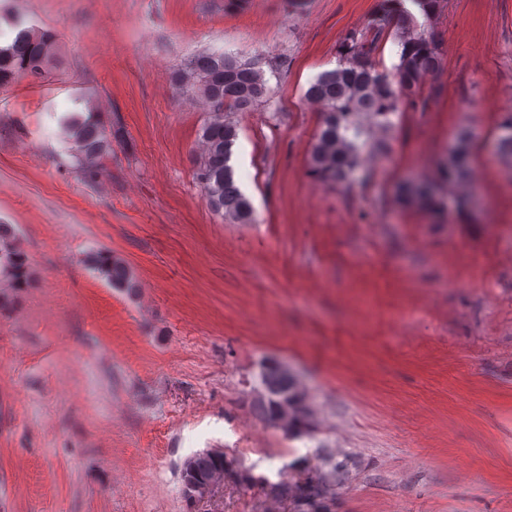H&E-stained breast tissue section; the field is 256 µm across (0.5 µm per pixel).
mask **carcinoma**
<instances>
[{
  "mask_svg": "<svg viewBox=\"0 0 512 512\" xmlns=\"http://www.w3.org/2000/svg\"><path fill=\"white\" fill-rule=\"evenodd\" d=\"M428 4L429 10L416 15L403 7L386 12L361 28L346 32L336 48V68L319 74L305 92L307 101L319 108L320 121L307 154V170L316 182L331 188H349L353 176L366 177L371 157L386 148V136L394 129L401 107L410 105L427 111L445 92L441 81L442 40L430 27V20L440 11L442 0H411ZM399 48L398 62L390 69L376 63V56L387 42ZM53 35L33 27L21 28L0 45V85L21 74L42 76L44 64L52 54ZM178 90L200 97L208 107V119L199 132L200 153L196 178L210 208L233 224H251V201L236 184L232 158L239 137V127L231 117L234 112L249 111L269 100L270 88L258 61L243 60L230 53H203L192 58L175 75ZM64 131L81 146L85 170L97 173L96 159L110 148L106 129L91 118L78 114L60 120ZM496 140L499 152L512 159V113L501 117ZM457 150L441 159L434 182L439 193L425 191L420 184L405 179L397 188V202L416 209L440 222L446 211L444 198L463 201L472 191L471 137L458 134ZM13 230L0 224V277L16 288L28 283L26 254L13 243ZM89 263L114 288L129 293L136 281L129 267L119 258L103 252L89 256ZM263 396L257 401L260 418L268 423L275 418L278 401L288 396L297 404L292 427L287 436L298 439L317 431L315 413L302 404L299 383L279 370L276 364L261 374ZM296 473H278L271 480L254 473L255 466H245L234 453H198L181 468V483L203 481L219 473L227 477L225 486L238 491L259 488L269 508L266 512H293L300 501H320L336 497L344 479L345 468L336 455L318 448L292 461Z\"/></svg>",
  "mask_w": 512,
  "mask_h": 512,
  "instance_id": "cac0c4a2",
  "label": "carcinoma"
}]
</instances>
